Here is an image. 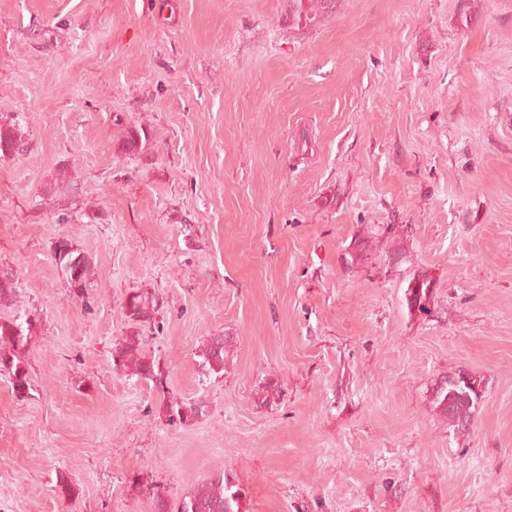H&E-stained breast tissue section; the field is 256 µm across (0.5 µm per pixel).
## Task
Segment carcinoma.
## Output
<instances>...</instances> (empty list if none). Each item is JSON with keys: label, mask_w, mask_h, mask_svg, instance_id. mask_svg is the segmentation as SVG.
Returning a JSON list of instances; mask_svg holds the SVG:
<instances>
[{"label": "carcinoma", "mask_w": 512, "mask_h": 512, "mask_svg": "<svg viewBox=\"0 0 512 512\" xmlns=\"http://www.w3.org/2000/svg\"><path fill=\"white\" fill-rule=\"evenodd\" d=\"M143 129L128 126L122 130V151L135 153L142 145ZM23 144V131L20 124L7 116H0V154H12ZM73 181L66 175L55 179L45 190L49 203L68 202L73 192ZM51 257L60 267L66 283L76 296L84 294L85 285L91 272L90 260L74 248L66 238L54 241L51 245ZM17 294L12 276L0 275V306L13 304ZM432 294V282L424 277L407 288L406 302L410 309L426 310ZM124 308L128 320L143 324L155 320L160 311V297L148 291H135L126 296ZM35 323L27 318L0 317V375L9 379L15 394L26 396L31 389V382L24 359L25 351L35 333ZM228 336H208L202 342L198 356L204 367L216 374L224 371V366L231 352ZM112 366L129 377L147 380L157 389L164 388L167 375L162 370L160 361L143 352L142 339L128 336L112 347ZM483 397V382L477 376L458 371L441 377L435 383L431 394L433 410L448 422V427L455 432L469 428L476 405ZM202 402H185L172 399L163 404L162 416L170 424H183L203 414ZM239 487L232 483L226 472L210 476L181 498L177 512H241Z\"/></svg>", "instance_id": "cac0c4a2"}]
</instances>
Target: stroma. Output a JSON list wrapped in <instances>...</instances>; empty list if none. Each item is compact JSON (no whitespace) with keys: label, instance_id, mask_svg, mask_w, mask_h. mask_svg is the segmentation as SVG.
I'll use <instances>...</instances> for the list:
<instances>
[{"label":"stroma","instance_id":"stroma-1","mask_svg":"<svg viewBox=\"0 0 512 512\" xmlns=\"http://www.w3.org/2000/svg\"><path fill=\"white\" fill-rule=\"evenodd\" d=\"M0 113V316L37 322L33 390L0 376V512H156L148 482L177 512L223 470L244 512H512V0H0ZM133 334L165 392L113 370ZM459 370L463 434L431 408ZM173 398L205 410L167 424ZM23 144V131L20 124L8 116H0V154H12ZM51 257L57 267H60L73 294L82 296L91 272L90 260L79 253L67 238L57 239L52 243ZM410 282L406 292V302L409 309H417L418 311H426V305L432 294V282L425 277H420L415 281V285L410 287ZM124 308L128 320L143 324L151 323L160 311V297L148 291H135L126 296ZM231 348L229 336H207L198 350V356L207 370L220 374L224 372ZM480 391V392H479ZM483 382L474 374L458 371L442 376L431 394L433 410L454 432L466 431L476 405L483 397Z\"/></svg>","mask_w":512,"mask_h":512}]
</instances>
